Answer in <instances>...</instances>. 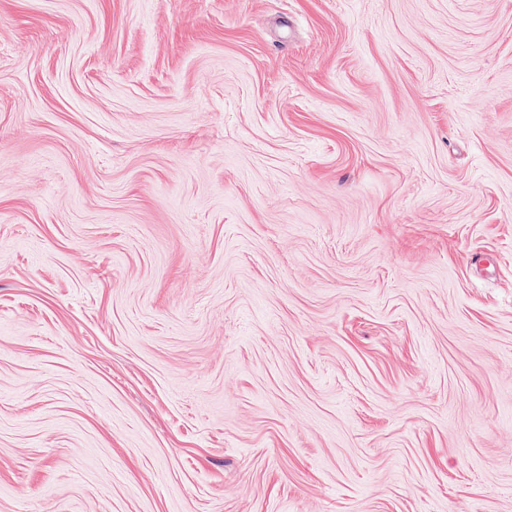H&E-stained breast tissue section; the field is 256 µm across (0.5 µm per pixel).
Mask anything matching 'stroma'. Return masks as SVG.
<instances>
[{
	"label": "stroma",
	"mask_w": 512,
	"mask_h": 512,
	"mask_svg": "<svg viewBox=\"0 0 512 512\" xmlns=\"http://www.w3.org/2000/svg\"><path fill=\"white\" fill-rule=\"evenodd\" d=\"M0 512H512V0H0Z\"/></svg>",
	"instance_id": "obj_1"
}]
</instances>
